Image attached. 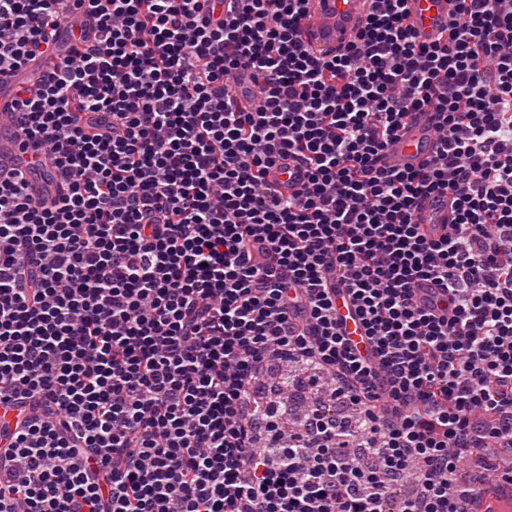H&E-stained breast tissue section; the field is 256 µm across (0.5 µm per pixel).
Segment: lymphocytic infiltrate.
Wrapping results in <instances>:
<instances>
[{"mask_svg":"<svg viewBox=\"0 0 512 512\" xmlns=\"http://www.w3.org/2000/svg\"><path fill=\"white\" fill-rule=\"evenodd\" d=\"M456 2L445 43L377 0L319 59L306 0H0V70L58 56L13 102L66 183L0 171V512H385L409 474L399 512H468L486 482L462 462L512 456V0ZM81 17L93 42L61 48ZM417 112L433 155L378 167ZM276 361L309 367L304 416L258 394ZM286 162L280 160L269 169L268 181L282 194L292 195L301 190L306 181V168L301 163L288 157V171L283 165ZM27 173L28 179L34 183L33 195L42 196L55 192L58 176L56 169L51 164L45 163L31 167ZM454 213L448 195H432L426 198L416 216V223L431 238H438L450 230ZM336 315L341 320L343 331L354 343H358L359 349H364L362 342V327L358 318L351 313V306L344 291L336 294Z\"/></svg>","mask_w":512,"mask_h":512,"instance_id":"1","label":"lymphocytic infiltrate"}]
</instances>
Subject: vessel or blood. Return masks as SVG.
I'll return each mask as SVG.
<instances>
[{"instance_id":"vessel-or-blood-1","label":"vessel or blood","mask_w":512,"mask_h":512,"mask_svg":"<svg viewBox=\"0 0 512 512\" xmlns=\"http://www.w3.org/2000/svg\"><path fill=\"white\" fill-rule=\"evenodd\" d=\"M375 6V0H308L306 17L298 29L299 40L317 58L340 54L355 41ZM452 11L451 0H408L407 23L420 41L430 43L447 35ZM16 80V75L0 73V169L21 162L29 164L28 178L34 184V195H47L56 190L57 172L48 163L31 166L33 153L21 144L15 115L8 110L11 88ZM435 140L433 113H416L397 141L380 157L379 163L384 167L396 164L418 166L432 154ZM268 180L281 193L291 195L301 190L306 180V168L292 159L287 165L270 168ZM453 219L451 202L445 195L426 198L416 216L417 223L432 238L447 234ZM336 315L346 336L353 342H361L362 327L352 313L345 293L336 295Z\"/></svg>"}]
</instances>
